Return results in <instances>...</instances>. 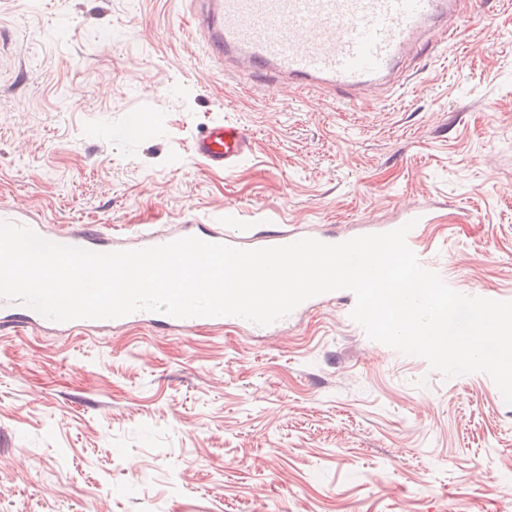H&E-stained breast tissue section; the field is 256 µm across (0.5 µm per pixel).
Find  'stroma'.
Listing matches in <instances>:
<instances>
[{
  "instance_id": "35a3bbf8",
  "label": "stroma",
  "mask_w": 512,
  "mask_h": 512,
  "mask_svg": "<svg viewBox=\"0 0 512 512\" xmlns=\"http://www.w3.org/2000/svg\"><path fill=\"white\" fill-rule=\"evenodd\" d=\"M187 0H0V209L115 234L355 236L430 208L450 288L512 301V0L364 105L210 61ZM151 113L150 133L124 135ZM248 130L232 172L190 152ZM354 300L270 333H0V512H512V406L371 340ZM251 139L246 130L229 119L211 120L192 142L197 160L213 170H234L250 151Z\"/></svg>"
}]
</instances>
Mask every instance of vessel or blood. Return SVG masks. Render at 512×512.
I'll list each match as a JSON object with an SVG mask.
<instances>
[{
  "label": "vessel or blood",
  "instance_id": "1",
  "mask_svg": "<svg viewBox=\"0 0 512 512\" xmlns=\"http://www.w3.org/2000/svg\"><path fill=\"white\" fill-rule=\"evenodd\" d=\"M193 27L203 36L211 59L249 68L257 78L287 79L304 90H336L339 98L362 101L365 90L387 85L404 56L419 44L420 36L434 30L439 40L451 33L446 27L462 0H190ZM251 139L245 129L229 119L211 120L192 142L197 160L213 170H234L245 156ZM0 221L23 226L46 236V225L27 213L8 210ZM239 249H259L299 240L298 232L268 225L254 230L240 224L234 230L208 224L196 230L149 231L133 236L112 237L80 226L65 233L48 235L53 242L77 246L91 252L137 250L169 243L188 236ZM162 320L172 333L192 329L222 330L225 324L250 328V321L233 316L176 318L156 317L138 311L106 320L56 321L27 305L0 297V331L26 325L69 337L76 332L118 329L132 323Z\"/></svg>",
  "mask_w": 512,
  "mask_h": 512
}]
</instances>
